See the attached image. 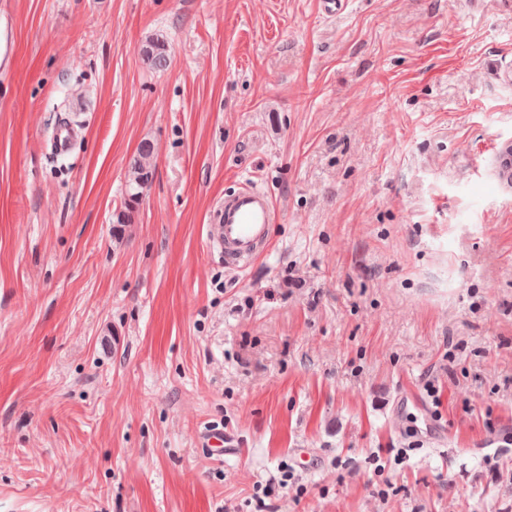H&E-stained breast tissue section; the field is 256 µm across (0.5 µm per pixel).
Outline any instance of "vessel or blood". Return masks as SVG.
<instances>
[{"label":"vessel or blood","instance_id":"1","mask_svg":"<svg viewBox=\"0 0 512 512\" xmlns=\"http://www.w3.org/2000/svg\"><path fill=\"white\" fill-rule=\"evenodd\" d=\"M273 203L257 185L246 184L225 196L210 224L209 240L231 269L240 271L260 256L268 246V231L275 223Z\"/></svg>","mask_w":512,"mask_h":512}]
</instances>
